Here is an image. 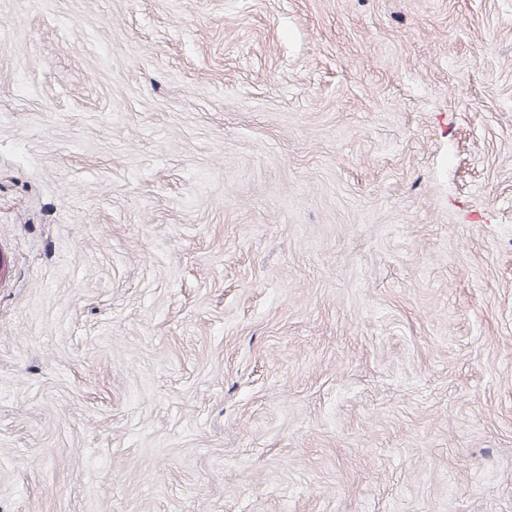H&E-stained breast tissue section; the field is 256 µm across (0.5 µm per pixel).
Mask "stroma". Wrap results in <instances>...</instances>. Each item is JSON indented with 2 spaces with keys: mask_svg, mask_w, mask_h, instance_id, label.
Segmentation results:
<instances>
[{
  "mask_svg": "<svg viewBox=\"0 0 512 512\" xmlns=\"http://www.w3.org/2000/svg\"><path fill=\"white\" fill-rule=\"evenodd\" d=\"M0 512H512V0H0Z\"/></svg>",
  "mask_w": 512,
  "mask_h": 512,
  "instance_id": "1",
  "label": "stroma"
}]
</instances>
